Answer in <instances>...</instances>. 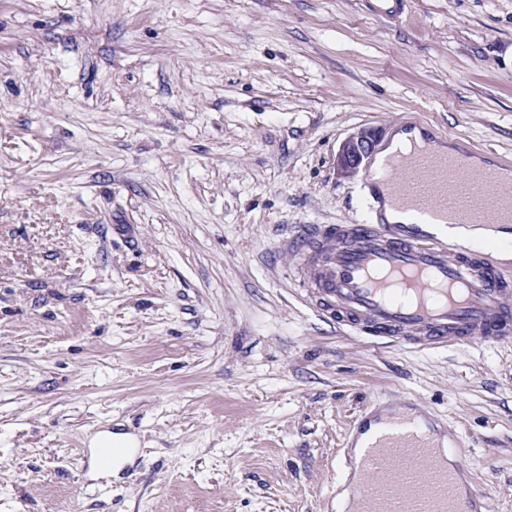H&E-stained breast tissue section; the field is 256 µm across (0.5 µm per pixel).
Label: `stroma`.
Instances as JSON below:
<instances>
[{"label": "stroma", "mask_w": 512, "mask_h": 512, "mask_svg": "<svg viewBox=\"0 0 512 512\" xmlns=\"http://www.w3.org/2000/svg\"><path fill=\"white\" fill-rule=\"evenodd\" d=\"M404 119L512 161V0H0V512H336L355 420L410 402L512 512V343L354 335L279 248ZM380 137L381 130L370 127H362L349 134L337 152L338 174L352 179L363 171ZM93 443L95 444V448H97L99 444H112L114 447L112 448L105 446L101 450L102 459L105 463H107L112 459L113 449L112 468L104 469L99 466L95 456V467L97 472L101 475H115L122 466L134 458L136 448L138 446V442L130 436L113 433L100 435L93 441Z\"/></svg>", "instance_id": "35a3bbf8"}]
</instances>
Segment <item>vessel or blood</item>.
<instances>
[{"label": "vessel or blood", "instance_id": "obj_1", "mask_svg": "<svg viewBox=\"0 0 512 512\" xmlns=\"http://www.w3.org/2000/svg\"><path fill=\"white\" fill-rule=\"evenodd\" d=\"M417 150L369 164L365 200L348 224L303 225L281 241L299 288L323 317L377 342L422 349L448 343L512 341V277L489 258V246L460 242V224H512V162L477 166L471 149L432 152L416 122ZM405 215L388 222L385 208ZM350 471L338 512H487L488 494L462 485L465 468L449 464L459 441L413 414L390 415Z\"/></svg>", "mask_w": 512, "mask_h": 512}]
</instances>
